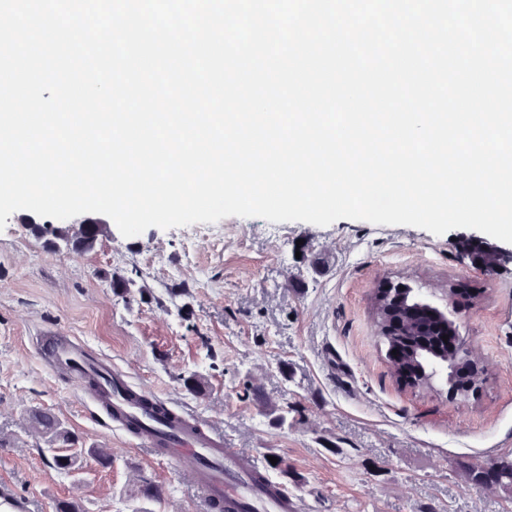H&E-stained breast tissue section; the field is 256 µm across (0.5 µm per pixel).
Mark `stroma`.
<instances>
[{
	"label": "stroma",
	"instance_id": "stroma-1",
	"mask_svg": "<svg viewBox=\"0 0 512 512\" xmlns=\"http://www.w3.org/2000/svg\"><path fill=\"white\" fill-rule=\"evenodd\" d=\"M471 230L437 236L408 225L341 219L328 226L226 217L206 236L191 227L117 226L92 250L48 251L8 218L0 231V484L27 512L54 500L81 512H203L188 478L131 434L107 426L35 357L33 336L56 330L108 360L135 386L224 432L300 496L301 512H512V498L469 481L470 465L512 456V262L488 273L460 243ZM130 275L127 297L112 275ZM422 291L457 290L460 333L484 369L464 395L432 380L395 376L372 298L381 280ZM287 372H280V365ZM195 372L203 396L180 378ZM288 407L273 425L248 392ZM54 413L86 447L64 473L47 467V440L29 427L34 409ZM161 501L144 500V484Z\"/></svg>",
	"mask_w": 512,
	"mask_h": 512
}]
</instances>
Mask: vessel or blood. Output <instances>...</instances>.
<instances>
[{
	"label": "vessel or blood",
	"instance_id": "obj_1",
	"mask_svg": "<svg viewBox=\"0 0 512 512\" xmlns=\"http://www.w3.org/2000/svg\"><path fill=\"white\" fill-rule=\"evenodd\" d=\"M32 349L79 392L94 414L135 435L142 445L187 474L201 493L205 512H239L257 498L262 512H298L300 498L275 483H256L253 457L227 447L222 431L174 411L161 395L129 384L124 372L86 359L72 337L49 331Z\"/></svg>",
	"mask_w": 512,
	"mask_h": 512
}]
</instances>
